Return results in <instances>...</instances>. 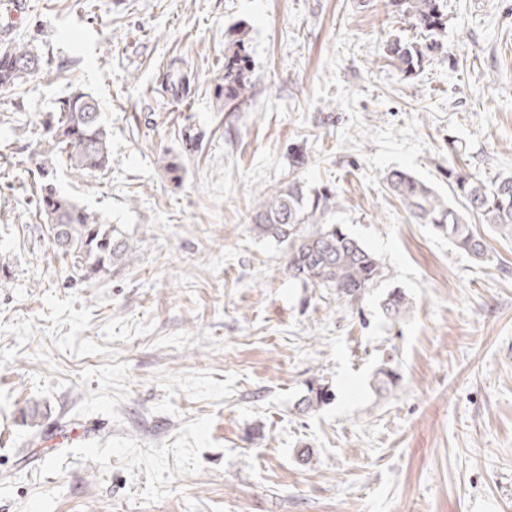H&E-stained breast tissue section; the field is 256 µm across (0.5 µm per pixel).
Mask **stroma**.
<instances>
[{
    "label": "stroma",
    "mask_w": 512,
    "mask_h": 512,
    "mask_svg": "<svg viewBox=\"0 0 512 512\" xmlns=\"http://www.w3.org/2000/svg\"><path fill=\"white\" fill-rule=\"evenodd\" d=\"M444 3V52L409 77L384 44L420 32L387 0L0 4V47L42 57L0 92V512H512V236L474 224L477 261L386 188L397 169L449 196L452 157L512 175V0ZM234 33L252 88L228 112ZM177 58L186 96L166 80ZM77 87L112 166L60 164L55 183L135 249L89 280L34 196L38 126ZM292 178L330 190L326 222L378 258L359 300L288 280L286 247L253 231ZM316 384L332 399L299 411Z\"/></svg>",
    "instance_id": "stroma-1"
}]
</instances>
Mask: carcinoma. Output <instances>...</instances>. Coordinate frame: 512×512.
Returning <instances> with one entry per match:
<instances>
[{"instance_id":"carcinoma-1","label":"carcinoma","mask_w":512,"mask_h":512,"mask_svg":"<svg viewBox=\"0 0 512 512\" xmlns=\"http://www.w3.org/2000/svg\"><path fill=\"white\" fill-rule=\"evenodd\" d=\"M393 13L419 28L424 38L416 41L399 36L387 41L386 57L405 76L421 70L442 49L441 35L448 26L443 0H389ZM237 56L224 66L219 77L217 96L224 108L238 110L248 99L251 84ZM41 70V58L24 43L0 50V91H12L26 78ZM171 81L176 93L189 94L190 71L178 67ZM48 137H39L35 148L49 155L36 191V207L46 220L45 229L55 253L68 258L72 269L90 279L132 258L133 247L122 231L104 224L96 213L61 193L54 183L58 163L74 173L104 171L112 164V148L99 104L88 93L72 92L57 112L43 122ZM391 193L420 224H431L448 234L456 247L477 259L486 249L471 228L474 221L493 224L512 234V176L488 182L475 174H462L448 165V185L452 196L462 201L458 208L432 188L403 170L387 176ZM265 201L252 213L250 223L266 239L288 246V259L282 267L288 279L305 287L329 288L352 301L383 276L375 254L323 218L336 205L330 190L310 192L296 179L272 191L264 192ZM405 296L391 292L384 300L385 313L393 318L405 308ZM330 398L322 385L310 387L300 402V410H316Z\"/></svg>"}]
</instances>
